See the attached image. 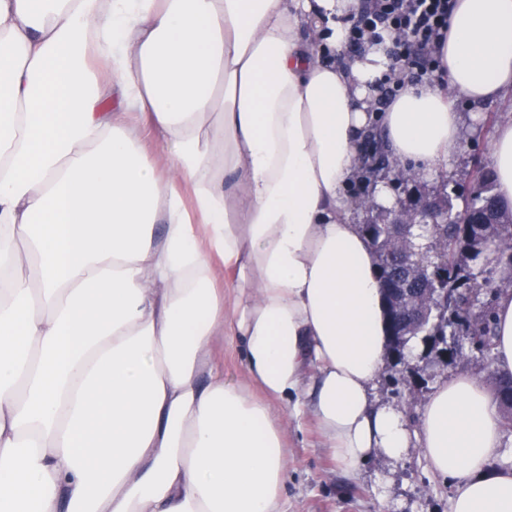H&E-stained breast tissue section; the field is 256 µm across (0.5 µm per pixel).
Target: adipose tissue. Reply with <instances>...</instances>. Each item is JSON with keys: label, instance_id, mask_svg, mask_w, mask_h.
Wrapping results in <instances>:
<instances>
[{"label": "adipose tissue", "instance_id": "obj_1", "mask_svg": "<svg viewBox=\"0 0 512 512\" xmlns=\"http://www.w3.org/2000/svg\"><path fill=\"white\" fill-rule=\"evenodd\" d=\"M353 2L0 0V512H280L304 415L346 474L415 438L451 512H512L481 374L442 380L413 432L374 404L388 320L347 193L371 125L435 175L453 98L512 94V0H456L438 78L376 113L382 46L341 55ZM489 153L512 205L511 117ZM494 322L512 378V289ZM224 349V379L228 382L246 383V373L239 346L231 340V336H224V342L217 344V354L223 358Z\"/></svg>", "mask_w": 512, "mask_h": 512}]
</instances>
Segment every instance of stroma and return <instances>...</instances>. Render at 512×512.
Returning a JSON list of instances; mask_svg holds the SVG:
<instances>
[{
    "instance_id": "1",
    "label": "stroma",
    "mask_w": 512,
    "mask_h": 512,
    "mask_svg": "<svg viewBox=\"0 0 512 512\" xmlns=\"http://www.w3.org/2000/svg\"><path fill=\"white\" fill-rule=\"evenodd\" d=\"M454 107L463 112L466 131L461 146L449 160L447 173L412 184L389 183L394 199L389 208L365 207L363 201L371 197L372 185L352 182L348 193L361 223L390 221L396 209L407 205L412 191L452 196L470 191L475 183V165L490 164L489 138L497 121L512 114V96L480 108L458 99ZM459 371L480 373L490 384L495 381L489 362L478 353L443 354L415 338L408 343L403 359L387 357L374 394L379 403L401 410L412 428L437 381ZM289 440L282 512H451L452 481L434 475L419 449H410L398 461L374 454L349 476L335 466L327 449L319 447L312 423L291 428Z\"/></svg>"
}]
</instances>
